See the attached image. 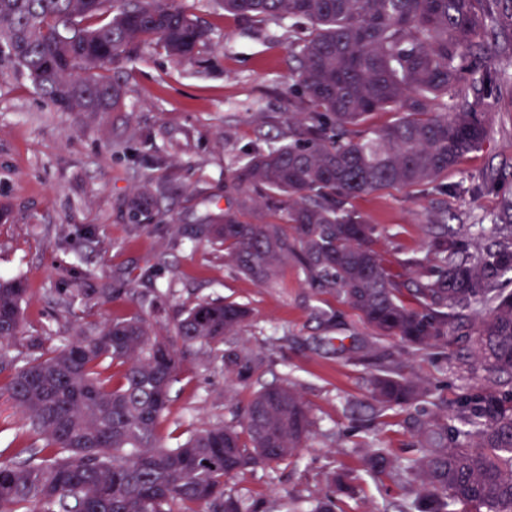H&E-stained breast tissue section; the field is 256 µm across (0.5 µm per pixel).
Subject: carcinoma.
Wrapping results in <instances>:
<instances>
[{"mask_svg": "<svg viewBox=\"0 0 512 512\" xmlns=\"http://www.w3.org/2000/svg\"><path fill=\"white\" fill-rule=\"evenodd\" d=\"M227 15L260 25L304 26L288 49L300 67L289 92L288 140L247 154L225 188L234 202L188 230L192 242L261 284L294 262L310 285L342 298L380 340L415 354L447 357L470 347V382L442 407L439 382L411 371L389 347L367 384L370 420L405 414L414 436L401 457L372 439L365 472L397 477L413 499L395 512H512V201L476 234L431 226L406 290L375 248L379 229L350 201L385 189L435 186L490 129L484 99L497 87L487 56L512 16V0H216ZM192 60L210 43L182 0H0V65L23 73L62 112H123L112 66L140 46ZM452 111L438 112L436 106ZM378 112L393 120L381 129ZM178 187L159 178L130 202L131 218L152 224L159 201ZM28 288L0 276V371L31 443L0 448V512H261L226 490L239 471L294 458L313 434L311 410L291 383L263 385L239 426L214 424L166 444L158 435L185 353L206 346L224 358L225 379L252 387L266 357L233 337L250 310L199 301L165 332L160 309L78 325L52 349L24 333ZM85 289L60 294L71 310ZM248 441H243L242 435ZM359 476L339 470L308 511L290 497L282 512H336Z\"/></svg>", "mask_w": 512, "mask_h": 512, "instance_id": "obj_1", "label": "carcinoma"}]
</instances>
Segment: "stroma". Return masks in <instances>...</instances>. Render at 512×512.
I'll return each instance as SVG.
<instances>
[{
    "mask_svg": "<svg viewBox=\"0 0 512 512\" xmlns=\"http://www.w3.org/2000/svg\"><path fill=\"white\" fill-rule=\"evenodd\" d=\"M191 13L211 32L210 46L191 63L148 46L112 68L125 90L122 112H62L12 67L0 68V275L28 285L24 334L11 354L40 337L53 347L73 321L101 326L158 300L165 329L179 311L200 300L246 304L248 325L237 343L269 357L262 383L293 381L308 402L314 432L299 458L275 467L248 468L227 483L234 494L278 512L290 494L314 500L326 476L363 468L362 434L367 377L375 367L376 340L336 294L314 290L295 264L276 287L262 285L225 262L210 244H191L184 228L230 202L224 184L235 161L288 137V88L298 62L289 52L299 32L279 19L256 27L225 15L205 0H190ZM491 68L500 80L489 100L491 133L462 158L439 191L387 189L353 199L352 206L381 235L376 248L409 283L408 261L423 255L432 224H478L512 196V47L493 46ZM171 175L179 193L164 199L168 213L157 224L131 220L127 203L148 181ZM497 179L495 190L476 186ZM86 288L80 311L58 304L72 281ZM123 288L127 300L105 291ZM343 337V345L332 337ZM410 364L434 375L452 400L468 371L460 355ZM248 389L229 391L224 361L208 348H191L172 389L163 433L201 429L233 419L251 399ZM399 480L363 483L346 512H383L401 500Z\"/></svg>",
    "mask_w": 512,
    "mask_h": 512,
    "instance_id": "stroma-1",
    "label": "stroma"
}]
</instances>
